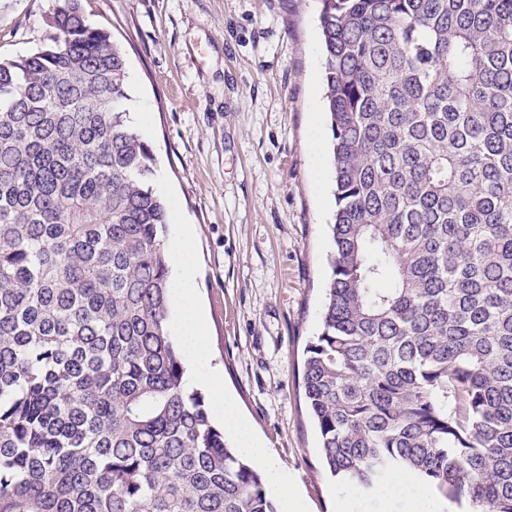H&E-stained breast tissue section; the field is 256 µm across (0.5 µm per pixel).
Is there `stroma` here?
I'll return each instance as SVG.
<instances>
[{
	"instance_id": "stroma-1",
	"label": "stroma",
	"mask_w": 512,
	"mask_h": 512,
	"mask_svg": "<svg viewBox=\"0 0 512 512\" xmlns=\"http://www.w3.org/2000/svg\"><path fill=\"white\" fill-rule=\"evenodd\" d=\"M56 0H0V60L54 33ZM128 61L127 109L139 129L170 235L194 232V291L226 397L269 448L274 504L306 512H382L376 495L328 475L302 386L307 343L321 327L335 210L318 0H82ZM320 151H313V144ZM282 484H274V477Z\"/></svg>"
}]
</instances>
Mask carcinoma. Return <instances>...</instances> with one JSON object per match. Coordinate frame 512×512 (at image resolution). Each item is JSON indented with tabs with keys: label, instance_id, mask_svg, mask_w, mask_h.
<instances>
[{
	"label": "carcinoma",
	"instance_id": "1",
	"mask_svg": "<svg viewBox=\"0 0 512 512\" xmlns=\"http://www.w3.org/2000/svg\"><path fill=\"white\" fill-rule=\"evenodd\" d=\"M335 248L303 388L326 465L512 512V0H320ZM0 62V512H276L188 389L127 58L58 0Z\"/></svg>",
	"mask_w": 512,
	"mask_h": 512
}]
</instances>
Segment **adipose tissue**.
<instances>
[{
  "mask_svg": "<svg viewBox=\"0 0 512 512\" xmlns=\"http://www.w3.org/2000/svg\"><path fill=\"white\" fill-rule=\"evenodd\" d=\"M178 259L181 275L175 284L177 297L176 334L180 338L183 351L198 365V376L202 379L212 378L214 370L204 352L201 339L204 328L202 306L191 290L189 281L192 275V249L187 237H179L169 245ZM214 413L220 417L226 428L238 436L245 451L254 463L263 468H270L271 454L255 437L246 422L235 412L232 404L224 399L217 400Z\"/></svg>",
  "mask_w": 512,
  "mask_h": 512,
  "instance_id": "1",
  "label": "adipose tissue"
}]
</instances>
